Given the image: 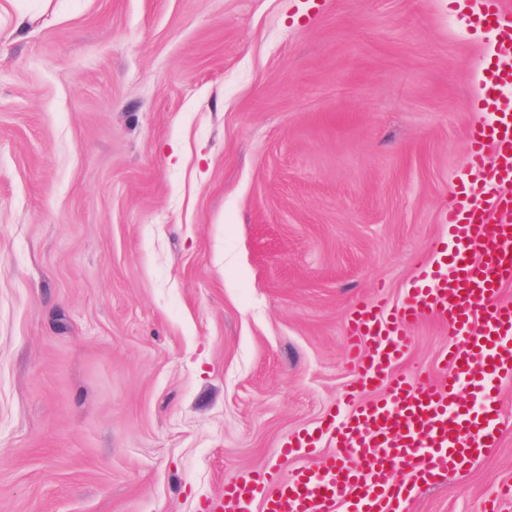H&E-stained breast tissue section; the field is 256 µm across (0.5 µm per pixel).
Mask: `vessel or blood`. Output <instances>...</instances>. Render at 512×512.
Here are the masks:
<instances>
[{
	"label": "vessel or blood",
	"mask_w": 512,
	"mask_h": 512,
	"mask_svg": "<svg viewBox=\"0 0 512 512\" xmlns=\"http://www.w3.org/2000/svg\"><path fill=\"white\" fill-rule=\"evenodd\" d=\"M470 23L489 40L481 69L479 108L487 117L468 133L467 163L442 214L444 236L392 311L381 302L358 303L347 323L350 362L361 384L383 387L381 399H344L320 426L289 437L284 455H303L321 440L335 450L318 468L298 466L279 480L246 472L226 482L214 512H393L413 489L396 477L419 479L464 471L499 438L500 386L512 381V9L481 0ZM494 146L497 160L484 163ZM449 325L455 341L441 379L394 374L407 354L410 328L427 319Z\"/></svg>",
	"instance_id": "b4317fda"
}]
</instances>
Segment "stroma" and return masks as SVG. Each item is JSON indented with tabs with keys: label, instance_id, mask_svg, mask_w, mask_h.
<instances>
[{
	"label": "stroma",
	"instance_id": "1",
	"mask_svg": "<svg viewBox=\"0 0 512 512\" xmlns=\"http://www.w3.org/2000/svg\"><path fill=\"white\" fill-rule=\"evenodd\" d=\"M450 0H0V512H203L357 382L468 153ZM439 375L451 331L411 329ZM501 434L405 512H480Z\"/></svg>",
	"mask_w": 512,
	"mask_h": 512
}]
</instances>
